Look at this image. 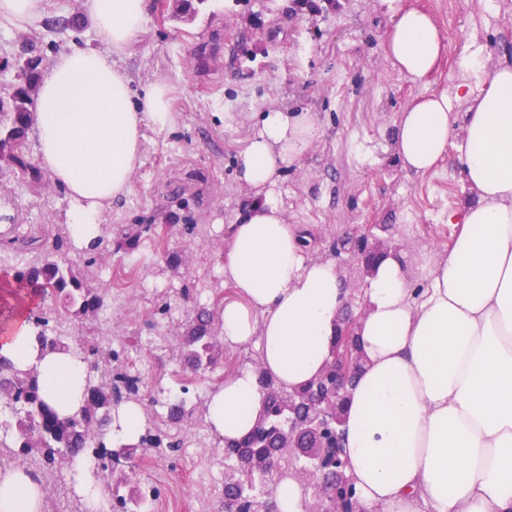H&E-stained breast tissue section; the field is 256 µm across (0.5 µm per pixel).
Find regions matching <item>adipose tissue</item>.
I'll list each match as a JSON object with an SVG mask.
<instances>
[{
  "instance_id": "ef3b65f1",
  "label": "adipose tissue",
  "mask_w": 512,
  "mask_h": 512,
  "mask_svg": "<svg viewBox=\"0 0 512 512\" xmlns=\"http://www.w3.org/2000/svg\"><path fill=\"white\" fill-rule=\"evenodd\" d=\"M387 54L402 77L425 81L446 51L432 16L386 0ZM99 41L48 66L32 126L36 158L70 201L69 235L83 248L104 211L132 191L147 130L174 123L169 89L133 94L118 62L143 31L147 0H86ZM465 103L464 114L452 101ZM319 134L307 111L270 109L241 152L240 180L256 198L230 223L223 274L236 297L220 307L225 346L255 344L286 389L317 378L330 358L347 291L334 261L306 254L307 230L289 223L274 188ZM394 151L421 175L454 153L471 196L449 212L447 251L424 255L413 292L401 257L381 258L364 288L355 333L362 368L345 406L344 458L363 512H512V56L480 88L418 97L400 114ZM0 356L36 364L60 414L81 405L87 365L40 353L24 317L0 324ZM263 396L243 369L204 397L205 419L227 441L256 424ZM36 482L16 467L0 477V512H43Z\"/></svg>"
}]
</instances>
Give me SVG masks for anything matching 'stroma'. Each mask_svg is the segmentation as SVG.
Wrapping results in <instances>:
<instances>
[{"label": "stroma", "mask_w": 512, "mask_h": 512, "mask_svg": "<svg viewBox=\"0 0 512 512\" xmlns=\"http://www.w3.org/2000/svg\"><path fill=\"white\" fill-rule=\"evenodd\" d=\"M288 0H209L194 21L163 19L159 0H149L145 30L123 61L135 90L154 82L170 89L174 127L147 132L143 163L132 176L133 190L105 211L102 222L151 224L122 258L99 266L91 284L141 285L153 293L183 282L221 274L227 256L226 229L255 193L237 176L258 113L278 106L311 112L320 136L300 163L287 167L276 193L292 224L307 226L312 256L334 259L346 286L358 288L353 313L365 304L360 290L367 273L352 246L364 225L386 224L379 235L385 249L405 253L412 287L426 284L421 255L447 250L455 233L446 216L469 196L454 155L432 172L402 171L392 148L400 112L418 95L452 93L461 59L480 51L484 67L512 47V0H402L404 7L430 13L444 32L448 50L435 72L415 83L396 74L384 48L389 17L383 0H338L317 16H288ZM37 20L0 23V82L23 41L34 42L44 61L75 45L98 44L85 0H46ZM65 19V28L50 20ZM69 203L52 180L29 183L20 174L0 175V237L23 234L39 242L67 237ZM194 225V233L171 229L172 214ZM179 254L178 270L167 255ZM158 319L154 305L131 303L129 318L114 326L105 319L95 330L124 336L131 355L146 352ZM253 347L228 348L224 364L195 372L164 355L144 372L139 396L143 410L158 389L189 397L223 385L233 371L247 368ZM210 464L206 450L180 451L135 460L134 472L171 498L177 512H194L205 490L199 483Z\"/></svg>", "instance_id": "obj_1"}]
</instances>
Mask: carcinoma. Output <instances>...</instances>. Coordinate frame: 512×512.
Returning <instances> with one entry per match:
<instances>
[{"mask_svg":"<svg viewBox=\"0 0 512 512\" xmlns=\"http://www.w3.org/2000/svg\"><path fill=\"white\" fill-rule=\"evenodd\" d=\"M208 0H173L168 18L187 22L193 20ZM41 72L15 76L10 85L9 105L0 112V169L6 167L26 178L32 184L42 182L44 175L32 164L26 152L25 140L35 110ZM151 224H119L115 236L100 237L94 246L84 251L86 266L101 260L103 252L125 254L133 249L141 237L152 232ZM0 246L21 252L40 250L38 262L25 266H5L0 269V282L5 280L13 294L23 302L19 312L36 331L44 351H67L72 337L58 331L62 323L79 325L96 321L100 312L111 301L103 288L88 285L80 268L65 256L64 242L55 240L50 245L39 244L33 238L14 237ZM222 282L195 281L184 284L159 302L157 311L166 315L181 304L192 301L194 313L186 332L171 340L185 364L196 371L215 368L224 360V344L218 337L216 312L199 300L205 291H216ZM54 299L58 312L54 319L44 316L36 300ZM79 355L87 364L84 379V399L73 414L61 416L43 397V388L36 367H17L0 356V395L10 414L0 420V459L10 465L30 455L37 464L30 469L42 492H69L59 475L64 469L60 460L73 459L84 453L95 462L97 471L105 474L123 459H132L140 448H177L179 436L162 437L153 433V420L145 417L143 432L135 442L114 443L108 437V427L120 406L118 383L128 379V348L112 350V335L101 333L77 336ZM339 348L350 352L352 363L348 371V385H353L361 367V353L354 336H334L331 355ZM263 393V411L256 425L234 444L224 445V512H278L275 493L278 485L288 478H299L306 471V460L301 451L309 453L325 441H333L336 434L326 431L321 438L301 444L297 438L300 428L317 413L329 411L345 419L346 394L336 393V374L327 372L310 383L288 391L265 372L258 359H252ZM178 420L187 426L205 422L202 400L194 403L184 398L176 405ZM307 491L303 495L305 512L312 508L331 512L336 508V477L314 474L301 483ZM104 489L112 501V512H141L146 493L161 495L154 486H135L131 481H106Z\"/></svg>","mask_w":512,"mask_h":512,"instance_id":"cac0c4a2","label":"carcinoma"}]
</instances>
